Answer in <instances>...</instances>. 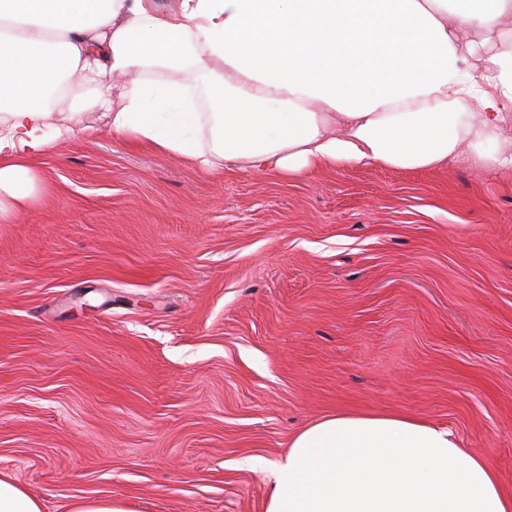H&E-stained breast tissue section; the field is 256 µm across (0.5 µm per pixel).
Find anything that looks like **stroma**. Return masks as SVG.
I'll return each instance as SVG.
<instances>
[{
    "label": "stroma",
    "instance_id": "35a3bbf8",
    "mask_svg": "<svg viewBox=\"0 0 512 512\" xmlns=\"http://www.w3.org/2000/svg\"><path fill=\"white\" fill-rule=\"evenodd\" d=\"M86 122L0 223V474L43 512H266L341 412L448 427L512 494V171L208 173ZM65 512H132V510L109 497L74 499L67 504Z\"/></svg>",
    "mask_w": 512,
    "mask_h": 512
}]
</instances>
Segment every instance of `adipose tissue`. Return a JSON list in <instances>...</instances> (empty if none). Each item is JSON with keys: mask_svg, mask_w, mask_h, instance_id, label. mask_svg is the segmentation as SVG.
<instances>
[{"mask_svg": "<svg viewBox=\"0 0 512 512\" xmlns=\"http://www.w3.org/2000/svg\"><path fill=\"white\" fill-rule=\"evenodd\" d=\"M512 0H0V222L42 190L34 163L104 112L113 136L207 172L323 164L508 171ZM465 28L497 34L464 40ZM477 55L482 79L466 75ZM205 77L200 112L189 78ZM267 512H512L490 460L399 414L299 432Z\"/></svg>", "mask_w": 512, "mask_h": 512, "instance_id": "ef3b65f1", "label": "adipose tissue"}]
</instances>
